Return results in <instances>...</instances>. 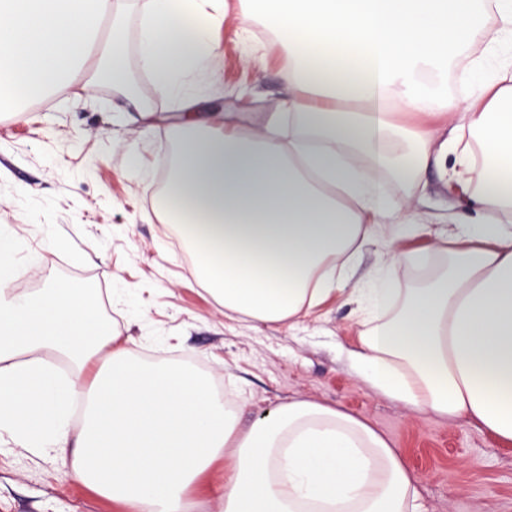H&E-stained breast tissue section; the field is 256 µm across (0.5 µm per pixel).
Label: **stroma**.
<instances>
[{"instance_id": "obj_1", "label": "stroma", "mask_w": 512, "mask_h": 512, "mask_svg": "<svg viewBox=\"0 0 512 512\" xmlns=\"http://www.w3.org/2000/svg\"><path fill=\"white\" fill-rule=\"evenodd\" d=\"M222 37V80L201 107L230 113L248 127L287 98L281 71L288 58L257 15L244 23L230 14ZM249 43L258 52L247 65ZM82 84L77 77L56 94L0 111V225L20 227L17 294H32L50 280L93 282L110 325L135 338L134 357L195 367L222 390L229 408H244L245 419L265 416L291 397L341 407L402 450L420 478L427 512H512L511 442L463 421L404 411L353 375L340 347L362 327L357 305L328 301L319 322L292 330L249 329L225 318L197 280L180 231L143 218L164 193L176 143L166 127L146 130L135 117L144 106L176 111V102L140 72L130 93L101 82L85 96ZM389 152V197L415 196L438 228L450 214L467 221L469 208L449 191L438 166L428 165L413 185L394 174L413 162V151L396 140ZM118 283L132 289L131 299L113 295ZM223 491L218 463L187 491L189 512H219ZM0 512L127 509L85 487L55 454L20 447L5 431Z\"/></svg>"}]
</instances>
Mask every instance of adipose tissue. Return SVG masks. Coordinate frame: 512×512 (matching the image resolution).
Returning a JSON list of instances; mask_svg holds the SVG:
<instances>
[{"instance_id":"ef3b65f1","label":"adipose tissue","mask_w":512,"mask_h":512,"mask_svg":"<svg viewBox=\"0 0 512 512\" xmlns=\"http://www.w3.org/2000/svg\"><path fill=\"white\" fill-rule=\"evenodd\" d=\"M0 0V98L45 95L84 62L102 21L129 0ZM288 56L290 91L251 127L197 113L195 81L217 73L206 0H143L137 67L176 98L178 151L153 210L189 230L195 267L230 320L296 327L330 298L360 301L348 268L381 248L375 289L400 271L443 264L407 293L380 333L345 354L357 376L403 408L464 419L512 441V0H258ZM126 89L125 35L113 27L90 84ZM400 131L421 181L429 154L451 158L464 224L402 226L413 198L384 191L387 141ZM0 235V430L70 462L98 495L130 512H186L185 494L224 464L222 512H425L417 475L368 421L304 398L243 422L207 375L135 362L83 289L58 282L22 299ZM52 348L70 376L43 360ZM108 363L84 382L87 363ZM86 405L72 433L73 400Z\"/></svg>"}]
</instances>
